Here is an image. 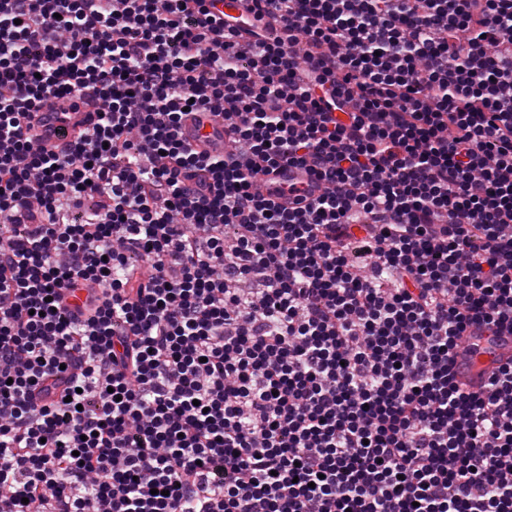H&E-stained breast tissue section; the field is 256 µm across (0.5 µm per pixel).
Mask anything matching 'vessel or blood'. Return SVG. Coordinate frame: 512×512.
Listing matches in <instances>:
<instances>
[{"instance_id":"obj_1","label":"vessel or blood","mask_w":512,"mask_h":512,"mask_svg":"<svg viewBox=\"0 0 512 512\" xmlns=\"http://www.w3.org/2000/svg\"><path fill=\"white\" fill-rule=\"evenodd\" d=\"M59 107L51 104L34 113L32 124L35 134L49 151H57L65 143L64 138L55 136L53 130L59 124ZM98 121L97 106L85 103L79 111L71 113L67 130L76 134L93 128ZM181 137L192 149L207 154L224 151V121L213 117L198 121L196 116H186L182 122ZM479 349L471 355H459L454 367L459 383L469 391L485 389L489 378L504 363L512 361V332L504 330L498 334L483 333L476 337Z\"/></svg>"}]
</instances>
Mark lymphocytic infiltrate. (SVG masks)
<instances>
[{
  "label": "lymphocytic infiltrate",
  "mask_w": 512,
  "mask_h": 512,
  "mask_svg": "<svg viewBox=\"0 0 512 512\" xmlns=\"http://www.w3.org/2000/svg\"><path fill=\"white\" fill-rule=\"evenodd\" d=\"M245 3L0 0V512H512V0ZM98 107L91 103L81 104L79 112H70L67 123L68 134L66 137H57L51 131L60 125L59 106L52 103L45 106L40 112H35L32 119L34 133L41 139L44 146L54 153L60 151L65 143L71 140L72 133L78 135L80 131L92 129L98 122ZM181 137L200 153L224 154V120L220 117L199 123L197 116H186L182 122ZM482 336H465L479 345L471 355H459L454 367L459 383L469 391L485 389L489 378L504 363L512 360V334L508 330L496 335L483 332Z\"/></svg>",
  "instance_id": "1"
}]
</instances>
